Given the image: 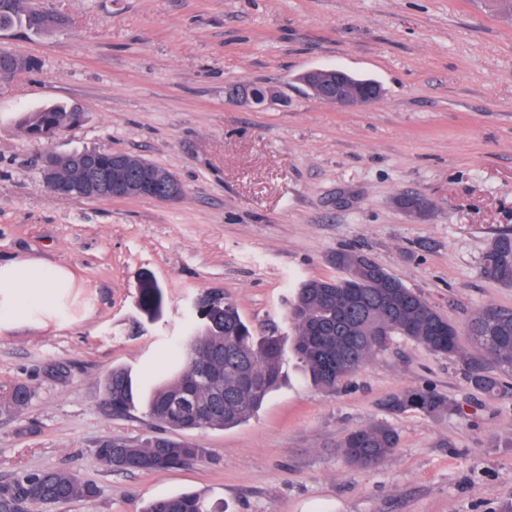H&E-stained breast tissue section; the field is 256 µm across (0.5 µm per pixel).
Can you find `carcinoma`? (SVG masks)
I'll return each mask as SVG.
<instances>
[{
    "label": "carcinoma",
    "mask_w": 512,
    "mask_h": 512,
    "mask_svg": "<svg viewBox=\"0 0 512 512\" xmlns=\"http://www.w3.org/2000/svg\"><path fill=\"white\" fill-rule=\"evenodd\" d=\"M44 13L25 9L21 0H0V30L17 26L34 34L50 27ZM35 59L14 61L1 48L0 67L12 73L32 70ZM84 114L63 104L40 109L22 119L33 139H50L76 126ZM93 155L108 164L105 149L72 151L54 157L64 178H77L75 157ZM331 261L343 272L340 279L313 278L296 291L288 319L294 329L292 352L309 380L323 391H334L376 354L401 336L430 352L450 359L461 357L460 336L467 334L481 352L463 360L468 381L490 399L512 396V308L493 304L480 308L465 328L444 317L420 293L391 276L367 254L342 249ZM482 272L512 287V233L493 236L482 256ZM200 328L184 343L182 362L145 400L123 367L105 377L103 396L112 401V414L139 408L156 425L173 431L233 428L254 418L281 385L285 344L279 336H256L235 304L204 295ZM16 386L4 408L25 409L30 394ZM395 414L415 412L436 416L455 410L450 399L432 389L413 388L391 395L385 402ZM399 446L397 432L375 424L351 432L342 443L344 456L360 466H373L391 457ZM97 458L107 471L150 472L198 460L201 450L192 443L149 436L138 443L109 438L98 444ZM95 484L69 471L37 470L0 480V512H30L36 505L51 508L71 501L93 502ZM143 512H224V503L209 502L199 493L160 497Z\"/></svg>",
    "instance_id": "cac0c4a2"
}]
</instances>
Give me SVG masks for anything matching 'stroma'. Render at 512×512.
<instances>
[{"label":"stroma","mask_w":512,"mask_h":512,"mask_svg":"<svg viewBox=\"0 0 512 512\" xmlns=\"http://www.w3.org/2000/svg\"><path fill=\"white\" fill-rule=\"evenodd\" d=\"M491 0H22L61 24L0 31L39 66L0 82V260L73 269L57 313L0 327V480L23 470L76 472L94 503L56 512H141L196 492L226 512H497L512 500V397L491 400L460 361L396 338L336 391L299 371L248 423L189 433L199 461L164 471H105L108 437L144 439L143 413L115 417L103 380L131 370L150 393L177 368L194 301L223 290L260 332L292 337L297 286L337 276L355 248L457 325L512 288L486 277L491 237L512 231V18ZM339 67L379 82L370 107L339 111L300 81ZM275 87L267 108L229 101L228 84ZM79 107L84 121L39 142L25 113ZM105 148L172 171L185 195L74 200L40 176L49 152ZM431 205L414 219L396 204ZM159 289L145 309L141 291ZM432 388L456 412L393 415V393ZM392 425L400 446L370 469L348 464L354 429Z\"/></svg>","instance_id":"35a3bbf8"}]
</instances>
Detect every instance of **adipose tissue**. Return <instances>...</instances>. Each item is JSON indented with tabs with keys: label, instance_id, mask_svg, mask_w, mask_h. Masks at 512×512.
<instances>
[{
	"label": "adipose tissue",
	"instance_id": "obj_1",
	"mask_svg": "<svg viewBox=\"0 0 512 512\" xmlns=\"http://www.w3.org/2000/svg\"><path fill=\"white\" fill-rule=\"evenodd\" d=\"M76 285L75 273L64 266L50 268L33 259L0 262V325L31 323L48 299Z\"/></svg>",
	"mask_w": 512,
	"mask_h": 512
}]
</instances>
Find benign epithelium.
<instances>
[{
    "instance_id": "obj_1",
    "label": "benign epithelium",
    "mask_w": 512,
    "mask_h": 512,
    "mask_svg": "<svg viewBox=\"0 0 512 512\" xmlns=\"http://www.w3.org/2000/svg\"><path fill=\"white\" fill-rule=\"evenodd\" d=\"M303 83L309 89H317V98L341 110H355L368 107L382 97L381 86L368 78L357 77L336 68L328 71L312 69L302 75ZM225 94L240 103L265 107L278 100L277 92L270 88L251 83H231ZM80 175L74 182L62 179L50 157H45L41 168L43 182L53 192L83 199L148 198L157 201L175 202L184 195L183 186L176 182L160 184L157 178L140 175L131 177L126 172V159L120 152L112 153L108 167L103 168L98 160L86 157L79 162ZM402 208L414 217H421L429 209L428 202L418 196H407Z\"/></svg>"
}]
</instances>
